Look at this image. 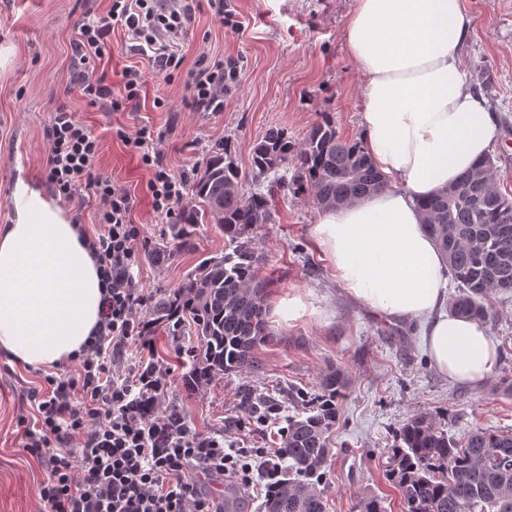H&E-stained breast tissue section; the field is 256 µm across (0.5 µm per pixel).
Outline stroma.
I'll use <instances>...</instances> for the list:
<instances>
[{"instance_id": "1", "label": "stroma", "mask_w": 512, "mask_h": 512, "mask_svg": "<svg viewBox=\"0 0 512 512\" xmlns=\"http://www.w3.org/2000/svg\"><path fill=\"white\" fill-rule=\"evenodd\" d=\"M195 21L183 40L178 74L164 78L122 34L96 72L120 85L125 67L137 66L143 92L124 111L90 104L74 82V42L85 8L103 14L108 0H0V225L14 215L19 187L30 186L45 199L49 144L46 137L57 109L75 114L99 139V172L136 199L133 222L149 242L139 257L141 284L151 295L177 288L207 257L224 253L216 224H199L193 246L177 249L168 218L157 215L146 190L150 177L126 138L144 125L162 137L164 162L172 173L194 180L214 144L231 140L244 179V192L256 188L251 147L266 129H287L302 142L320 114L330 113L340 136L360 137L363 78L343 41L344 19L353 0H230L236 28L222 24L208 4L197 0ZM473 18L462 50L473 83L487 97L498 119L491 154L501 191L512 192V0H464ZM240 61L236 85L220 112L188 105V75L202 57ZM167 105L158 109L155 97ZM271 223L260 225L255 242L262 256L259 274L271 284L266 300L268 336L256 353L258 373L241 371L198 387L185 376L188 358L181 347L197 345L194 334L173 336L157 329L155 349L170 363L165 401L177 407L192 429L229 431L240 448H276L280 430L302 410L300 394H316L322 377L344 376V395L330 435L331 453L319 490L328 512H355L358 495L372 492L386 500L387 512H403L398 490L384 472L385 451L394 431L416 414L434 416L449 434L461 438L484 428L512 429V293L490 299L495 318L490 337L506 353L479 388L457 385L428 360L419 326L372 313L348 297L331 261L312 230L320 213L311 199L287 191L274 199ZM169 252L164 262L155 250ZM303 294L314 315L285 322L276 313L289 295ZM44 383L35 369L0 352V512H40L37 495L44 468L22 447L18 421L32 414L33 394ZM279 407L268 425L247 405Z\"/></svg>"}]
</instances>
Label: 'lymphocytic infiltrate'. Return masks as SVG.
<instances>
[{
	"mask_svg": "<svg viewBox=\"0 0 512 512\" xmlns=\"http://www.w3.org/2000/svg\"><path fill=\"white\" fill-rule=\"evenodd\" d=\"M194 0H111L106 16H84L74 43L79 91L90 103L112 111L140 97L137 69L126 68L122 89L92 78L86 66L105 57L115 29L140 46L158 72L181 67V41L195 18ZM190 104L203 112L224 109V62L201 59L188 84ZM50 143L45 181L56 196L70 200L90 193L99 201L98 227L86 241L108 293L103 317L74 373L49 375L36 403L33 423L24 425L22 447L44 466L38 493L44 512H215L202 478L229 477L246 487L277 484L284 458L264 448H238L226 434L191 429L174 410H161L166 368L155 355L143 316L148 295L133 269L148 241L132 221L135 200L97 171L99 140L58 109L47 131ZM142 166L152 207L167 215L184 200L186 184L164 165L154 132L142 126L129 137ZM135 347L131 369L120 363Z\"/></svg>",
	"mask_w": 512,
	"mask_h": 512,
	"instance_id": "lymphocytic-infiltrate-1",
	"label": "lymphocytic infiltrate"
}]
</instances>
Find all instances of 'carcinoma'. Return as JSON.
<instances>
[{
    "label": "carcinoma",
    "instance_id": "obj_1",
    "mask_svg": "<svg viewBox=\"0 0 512 512\" xmlns=\"http://www.w3.org/2000/svg\"><path fill=\"white\" fill-rule=\"evenodd\" d=\"M491 166L488 155L453 185L421 203L426 232L444 255L461 288L449 312L485 322L494 318L490 295L512 292V199L477 171ZM254 179H270L267 192H242V174L234 144L209 149L193 183L198 204L184 208L170 224L174 246L192 245L193 226L211 218L228 243L221 257L203 259L179 287L161 294L152 307V325L179 332L190 324L200 347L192 355L188 383L198 386L244 368L256 370L255 350L268 336L264 318L269 281L258 276L261 260L254 230L272 220L276 188L307 195L321 211L324 203L343 204L386 186L362 139L338 135L329 114L321 116L296 143L284 128L272 126L251 148ZM451 232L446 233L444 229ZM344 382L326 374L313 407L288 420L282 454L288 479L266 495L265 512H326L316 485L324 477ZM386 479L400 492L406 512H512V432L480 429L458 441L430 415H415L395 431L386 451ZM356 512H387L383 498L364 495Z\"/></svg>",
    "mask_w": 512,
    "mask_h": 512
}]
</instances>
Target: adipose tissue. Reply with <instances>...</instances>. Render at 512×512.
<instances>
[{"label":"adipose tissue","mask_w":512,"mask_h":512,"mask_svg":"<svg viewBox=\"0 0 512 512\" xmlns=\"http://www.w3.org/2000/svg\"><path fill=\"white\" fill-rule=\"evenodd\" d=\"M463 0H354L343 25L362 73V140L387 186L322 213L313 235L345 292L369 310L422 321L432 366L477 387L499 353L479 320L448 311V264L423 228L421 201L454 184L492 149L497 116L460 50ZM105 294L78 225L37 192L0 225V350L27 366L77 361Z\"/></svg>","instance_id":"adipose-tissue-1"}]
</instances>
